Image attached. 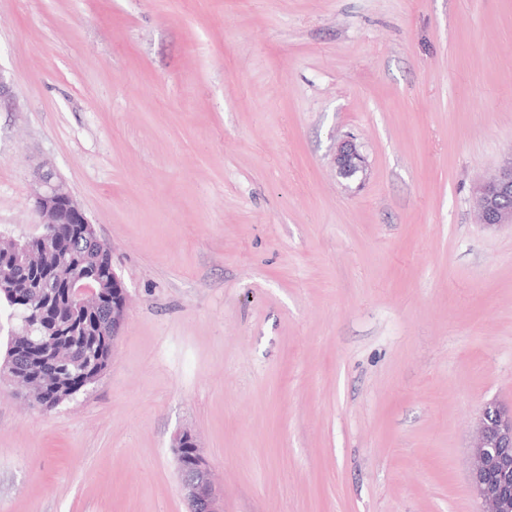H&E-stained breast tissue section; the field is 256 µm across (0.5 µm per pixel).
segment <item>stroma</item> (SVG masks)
I'll use <instances>...</instances> for the list:
<instances>
[{
  "mask_svg": "<svg viewBox=\"0 0 512 512\" xmlns=\"http://www.w3.org/2000/svg\"><path fill=\"white\" fill-rule=\"evenodd\" d=\"M0 234L35 166L112 249V362L57 408L0 380V512H478L512 405V0H0ZM354 134L362 182L331 158ZM470 201L479 224H512V152L502 159L493 174L473 185ZM470 481L480 512H511L512 408L488 402L482 408L469 445ZM172 448L180 490L189 512H223V492L212 479L197 436L191 430H183L175 436Z\"/></svg>",
  "mask_w": 512,
  "mask_h": 512,
  "instance_id": "stroma-1",
  "label": "stroma"
}]
</instances>
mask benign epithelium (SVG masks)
Wrapping results in <instances>:
<instances>
[{"label": "benign epithelium", "mask_w": 512, "mask_h": 512, "mask_svg": "<svg viewBox=\"0 0 512 512\" xmlns=\"http://www.w3.org/2000/svg\"><path fill=\"white\" fill-rule=\"evenodd\" d=\"M334 162L336 174L346 181L364 175L366 170V158L353 137L339 143ZM32 180L35 184L33 204L42 224L39 237L45 248H53L54 228L58 224H83L87 246L97 250L103 245L81 204L61 178L50 169L37 167L32 172ZM470 201L478 223L512 224V152L502 159L493 174L473 185ZM13 243L17 264L39 265V256L31 252L27 240L15 239ZM68 288L79 305H88L96 298V285L77 274H69ZM112 296L118 297L112 304L109 318L112 340L116 341L126 318L128 293L115 273L112 274ZM173 454L180 490L189 512H223V492L212 479L209 462L197 436L190 430L179 432L173 441ZM469 460L471 486L480 512H512V496L503 494V488L512 487V408L496 402L485 404L469 445Z\"/></svg>", "instance_id": "benign-epithelium-1"}]
</instances>
